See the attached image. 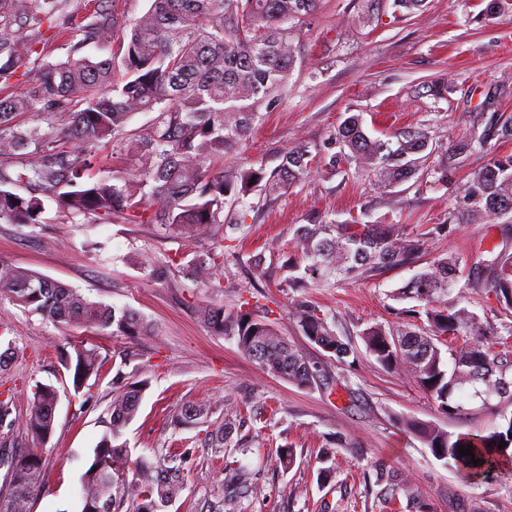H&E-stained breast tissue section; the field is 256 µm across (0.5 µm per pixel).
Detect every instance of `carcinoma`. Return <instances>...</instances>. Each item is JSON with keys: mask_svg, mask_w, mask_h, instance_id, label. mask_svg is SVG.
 I'll return each instance as SVG.
<instances>
[{"mask_svg": "<svg viewBox=\"0 0 512 512\" xmlns=\"http://www.w3.org/2000/svg\"><path fill=\"white\" fill-rule=\"evenodd\" d=\"M319 0H150L149 8L127 22L86 0H0V223H41L43 198L53 200L73 224H99L120 218L130 224H163L171 230H207L220 225L243 231L235 206L253 193L276 200L305 177L312 163L334 175L356 164L388 189L409 181L430 187L448 183L456 157L486 152L498 137L512 138L505 119L447 146L427 133L407 132L396 140L368 135L363 118L352 113L321 146L297 144L278 154L272 169L262 160L231 170L218 166L224 156L248 139L263 112L274 110L288 91L300 53L302 26ZM80 16L76 27L70 19ZM74 41L65 60L51 58L43 26ZM112 47L108 58L75 56L85 43ZM41 45V49L34 45ZM35 72L26 80L20 68ZM23 80H18V77ZM141 112L153 117L143 134L127 131ZM27 115L20 123L17 118ZM112 144L120 167L93 177L99 148ZM255 184H249L250 180ZM512 213V154L494 155L458 191L448 223L416 234L403 224H338L314 216L293 236L288 258V287L315 288L357 278L377 269L415 267L426 236L452 225L478 224L485 217ZM224 235L213 247L194 255L186 268L211 283L224 276ZM173 257L139 258L140 268L160 280ZM483 294L499 304L500 315L512 312V254L499 252L487 265ZM460 260L439 255L417 271L396 298L417 302L408 321L375 324L361 332L369 353L382 367L414 378L439 409L465 410L466 399L491 398L512 403V351L508 339L488 320L462 304L454 293ZM56 323L111 330L123 336H146L148 323L136 312L93 301L78 290L43 275L0 261V296ZM201 313L218 334L236 336L241 353L265 372L307 388L326 380L278 334L266 316L246 312L235 319L224 308ZM292 316L308 340L337 362L353 353L351 341L331 328L329 317L314 303L298 301ZM74 392L98 375L104 364L92 345L74 347L61 356ZM144 384L132 383L112 396L106 430L82 477L81 512H159L172 503L183 484L181 455L171 454L156 466L135 464L122 431L135 417ZM58 392L40 385L25 420L32 440L43 444L55 426ZM207 412L199 404L185 408L177 425L192 428ZM403 424L440 459L478 477L503 464L512 446V417L486 434L450 433L434 424L407 419ZM233 419L208 437L214 452H223ZM503 448H498V445ZM472 446L474 457L459 447ZM40 448H0L7 467L0 487V512H30V501L43 481Z\"/></svg>", "mask_w": 512, "mask_h": 512, "instance_id": "1", "label": "carcinoma"}]
</instances>
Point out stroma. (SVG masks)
<instances>
[{
  "label": "stroma",
  "mask_w": 512,
  "mask_h": 512,
  "mask_svg": "<svg viewBox=\"0 0 512 512\" xmlns=\"http://www.w3.org/2000/svg\"><path fill=\"white\" fill-rule=\"evenodd\" d=\"M489 2L427 0L423 11L397 17L392 0H381L380 22L366 24L360 0H320L302 29L287 97L257 124L245 151L225 156V168L247 158L271 164L283 149L322 144L347 112L362 113L368 134L382 139L424 130L452 141L490 118H512V11L489 14ZM432 82L444 84V99L427 95ZM487 160L483 153L460 158L444 186L407 182L386 191L352 171L331 177L312 170L287 195L248 212L246 232L233 243L239 260L214 287L178 265L166 281L151 280L136 263L144 254L193 256L211 247L209 232L176 234L120 219L73 224L50 201L36 226L0 224V261L132 309L151 327L133 340L103 335L58 325L0 297V352L14 349L0 370V399L10 400L15 418L0 441L25 446L36 384L53 385L59 395L55 431L43 446V487L31 512H81V477L105 431L107 407L119 386L138 381L146 389L123 435L132 458L185 455L184 485L165 512H205L212 489L238 467L247 471L248 485L225 489L224 512H415L419 502L429 512H512V466L470 479L403 425L417 419L455 434H480L500 423L501 404L485 407L476 399L460 414L442 413L410 376L384 370L361 338L367 326L394 322L395 310L405 306L395 293L413 269L397 266L303 290L289 287L283 266L295 229L317 212L339 223L403 224L411 231L445 223L459 188ZM494 247L512 251V219L433 235L426 256H458L459 285L472 293L482 286L476 265ZM257 253L266 257V273L256 281L248 260ZM251 295L259 299L255 314H269L279 334L325 368L338 394L263 372L233 336L215 333L199 314L206 305L238 314L241 298ZM302 297L335 317L337 333L354 346V363L330 359L300 333L291 310ZM80 342L97 346L105 364L77 393L60 355ZM191 404L207 405V415L195 428L175 429V418ZM229 407L239 423L217 454L209 433ZM286 448L293 451L289 463L281 456ZM379 463L410 484L389 506L377 497Z\"/></svg>",
  "instance_id": "obj_1"
}]
</instances>
